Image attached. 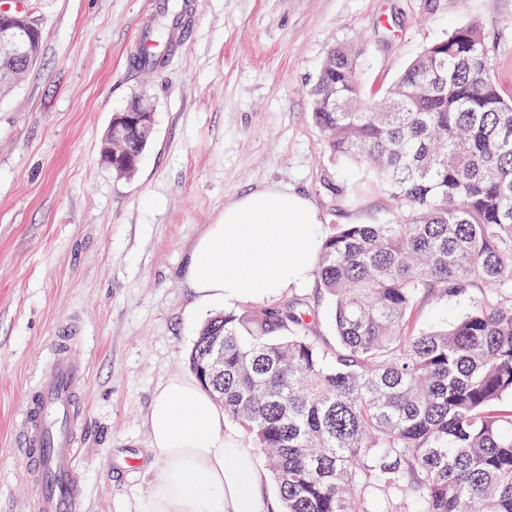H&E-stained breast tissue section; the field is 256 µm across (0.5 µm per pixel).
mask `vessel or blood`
Here are the masks:
<instances>
[{
    "label": "vessel or blood",
    "mask_w": 512,
    "mask_h": 512,
    "mask_svg": "<svg viewBox=\"0 0 512 512\" xmlns=\"http://www.w3.org/2000/svg\"><path fill=\"white\" fill-rule=\"evenodd\" d=\"M69 333L55 340L20 415L18 446L38 491L29 512H84V495L75 478L78 418L74 399L85 384L86 369L70 352Z\"/></svg>",
    "instance_id": "b4317fda"
}]
</instances>
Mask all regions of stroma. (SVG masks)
Returning a JSON list of instances; mask_svg holds the SVG:
<instances>
[{
	"label": "stroma",
	"mask_w": 512,
	"mask_h": 512,
	"mask_svg": "<svg viewBox=\"0 0 512 512\" xmlns=\"http://www.w3.org/2000/svg\"><path fill=\"white\" fill-rule=\"evenodd\" d=\"M151 0H29L42 20L35 66L0 93V512H27L34 484L17 418L52 336L65 326L87 367L77 478L85 512H144L140 466L155 391L188 355L211 310L184 268L225 205L266 186L308 198L323 234L382 224L380 190L359 204L360 167L324 150L310 89L331 48L361 44L363 82L384 92L431 43L474 23L512 99V0H201L179 51L133 64ZM135 97L155 125L135 177L102 162L113 116ZM333 340L318 277L291 286Z\"/></svg>",
	"instance_id": "1"
}]
</instances>
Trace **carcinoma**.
<instances>
[{
    "instance_id": "1",
    "label": "carcinoma",
    "mask_w": 512,
    "mask_h": 512,
    "mask_svg": "<svg viewBox=\"0 0 512 512\" xmlns=\"http://www.w3.org/2000/svg\"><path fill=\"white\" fill-rule=\"evenodd\" d=\"M311 107L324 148L395 203L325 238L335 342L283 300L207 320L189 366L224 339L202 385L264 454L281 512H512V101L481 30L453 29L381 96L361 50L335 47ZM457 297V321L416 330Z\"/></svg>"
}]
</instances>
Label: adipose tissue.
Instances as JSON below:
<instances>
[{
	"label": "adipose tissue",
	"mask_w": 512,
	"mask_h": 512,
	"mask_svg": "<svg viewBox=\"0 0 512 512\" xmlns=\"http://www.w3.org/2000/svg\"><path fill=\"white\" fill-rule=\"evenodd\" d=\"M318 217L305 198L269 187L225 206L191 254L185 280L200 307L260 303L307 281L321 251ZM223 408L196 380L176 375L149 415L154 471L146 512H277L253 449L224 427Z\"/></svg>",
	"instance_id": "ef3b65f1"
}]
</instances>
